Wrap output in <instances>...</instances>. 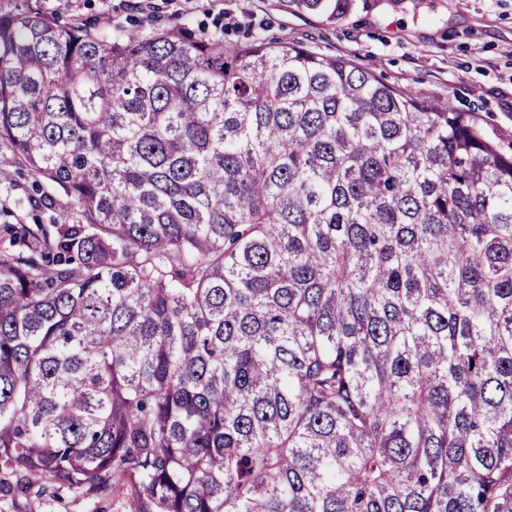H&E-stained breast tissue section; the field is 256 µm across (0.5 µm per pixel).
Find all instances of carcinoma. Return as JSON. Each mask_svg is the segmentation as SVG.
I'll return each instance as SVG.
<instances>
[{
    "mask_svg": "<svg viewBox=\"0 0 512 512\" xmlns=\"http://www.w3.org/2000/svg\"><path fill=\"white\" fill-rule=\"evenodd\" d=\"M354 0H280L333 24ZM1 495L512 512V154L343 56L0 13ZM0 170L10 174L13 187H9L8 183L0 185V201L9 198L10 207L18 214H26L32 211L28 203L29 196L37 199L40 195H34L31 189L33 176L25 168L15 163L12 155L4 148L0 147Z\"/></svg>",
    "mask_w": 512,
    "mask_h": 512,
    "instance_id": "obj_1",
    "label": "carcinoma"
}]
</instances>
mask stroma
<instances>
[{
  "instance_id": "35a3bbf8",
  "label": "stroma",
  "mask_w": 512,
  "mask_h": 512,
  "mask_svg": "<svg viewBox=\"0 0 512 512\" xmlns=\"http://www.w3.org/2000/svg\"><path fill=\"white\" fill-rule=\"evenodd\" d=\"M38 9L62 24L96 31L116 26L143 32L180 25L192 35L223 36L231 45L249 37L299 43L345 56L387 84L418 96L451 101L473 113L485 134L512 150V0H355L333 24L291 14L279 0H0V13ZM0 200L29 213L33 177L0 147ZM129 495L92 499L75 491L44 498L0 496V512H133Z\"/></svg>"
}]
</instances>
